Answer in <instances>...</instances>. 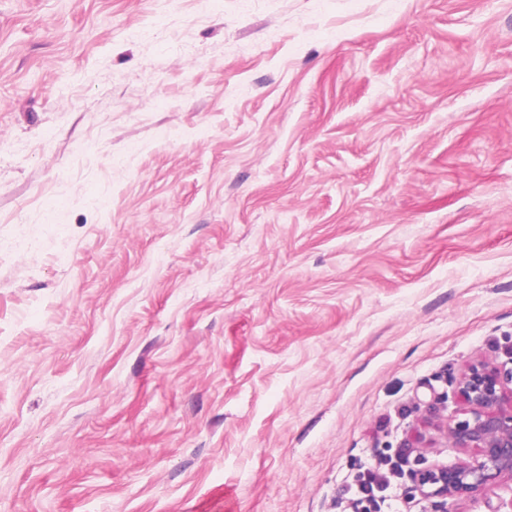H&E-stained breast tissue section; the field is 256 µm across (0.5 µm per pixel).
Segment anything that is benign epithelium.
I'll list each match as a JSON object with an SVG mask.
<instances>
[{"instance_id": "7a95c632", "label": "benign epithelium", "mask_w": 512, "mask_h": 512, "mask_svg": "<svg viewBox=\"0 0 512 512\" xmlns=\"http://www.w3.org/2000/svg\"><path fill=\"white\" fill-rule=\"evenodd\" d=\"M466 418L449 426L455 447L471 451L454 465L434 464L410 473L408 494L433 501L434 512L483 493L503 474L512 475V387L498 368L470 366L456 385Z\"/></svg>"}]
</instances>
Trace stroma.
I'll return each instance as SVG.
<instances>
[{"label": "stroma", "mask_w": 512, "mask_h": 512, "mask_svg": "<svg viewBox=\"0 0 512 512\" xmlns=\"http://www.w3.org/2000/svg\"><path fill=\"white\" fill-rule=\"evenodd\" d=\"M511 344L512 0H0V512H348Z\"/></svg>", "instance_id": "35a3bbf8"}]
</instances>
